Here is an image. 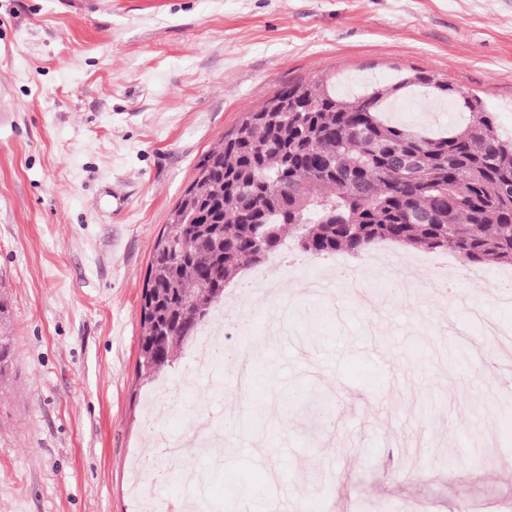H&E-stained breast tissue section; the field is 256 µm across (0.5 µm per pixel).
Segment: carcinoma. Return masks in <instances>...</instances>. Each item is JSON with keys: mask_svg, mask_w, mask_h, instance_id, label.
I'll use <instances>...</instances> for the list:
<instances>
[{"mask_svg": "<svg viewBox=\"0 0 512 512\" xmlns=\"http://www.w3.org/2000/svg\"><path fill=\"white\" fill-rule=\"evenodd\" d=\"M468 114L446 133L385 118L408 84ZM246 114L197 165L187 217L159 234L141 299L158 334L140 337L137 372L151 382L196 336L211 305L247 266L292 241L305 258L364 257L374 245L448 250L464 264L512 268V138L480 101L416 73L393 89L344 99L325 81L297 84Z\"/></svg>", "mask_w": 512, "mask_h": 512, "instance_id": "obj_1", "label": "carcinoma"}]
</instances>
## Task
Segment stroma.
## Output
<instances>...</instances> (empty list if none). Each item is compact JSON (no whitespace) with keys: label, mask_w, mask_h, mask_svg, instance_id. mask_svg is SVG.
<instances>
[{"label":"stroma","mask_w":512,"mask_h":512,"mask_svg":"<svg viewBox=\"0 0 512 512\" xmlns=\"http://www.w3.org/2000/svg\"><path fill=\"white\" fill-rule=\"evenodd\" d=\"M425 72L475 95L512 134V0H0V298L14 357L0 378V512H137L128 465L159 430L224 425L219 362L196 373L188 352L165 373L183 399L147 426L137 374L141 293L155 240L197 164L247 112L285 86L395 83ZM398 109L408 124L448 127L427 95ZM362 290L295 297L261 320L241 417L263 434L197 460L204 512H512V479L488 485L458 427L486 435L512 469V409L475 404L448 362L449 337L482 309L512 329L488 286L459 281L452 309L421 287L342 257ZM312 302L313 317L299 307ZM319 337L316 345L308 337ZM320 389L329 407L287 412ZM454 453V468L438 461ZM279 472L267 488L268 472Z\"/></svg>","instance_id":"1"}]
</instances>
